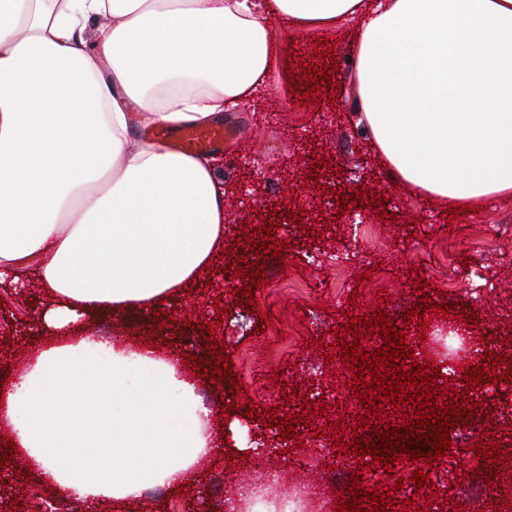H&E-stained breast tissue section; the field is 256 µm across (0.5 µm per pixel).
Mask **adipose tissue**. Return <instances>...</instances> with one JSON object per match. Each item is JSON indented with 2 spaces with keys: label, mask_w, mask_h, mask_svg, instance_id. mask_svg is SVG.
Here are the masks:
<instances>
[{
  "label": "adipose tissue",
  "mask_w": 512,
  "mask_h": 512,
  "mask_svg": "<svg viewBox=\"0 0 512 512\" xmlns=\"http://www.w3.org/2000/svg\"><path fill=\"white\" fill-rule=\"evenodd\" d=\"M325 27L353 34L358 118L400 182L512 197V0H0V280L36 260L54 297L0 425L78 501L184 486L211 443L170 355L72 333L158 308L224 248L213 163L132 126L221 121L281 34Z\"/></svg>",
  "instance_id": "ef3b65f1"
}]
</instances>
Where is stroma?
<instances>
[{
	"label": "stroma",
	"instance_id": "stroma-1",
	"mask_svg": "<svg viewBox=\"0 0 512 512\" xmlns=\"http://www.w3.org/2000/svg\"><path fill=\"white\" fill-rule=\"evenodd\" d=\"M348 40L311 31L297 40H282L277 67L268 87L240 101L224 113L223 124L235 132L213 153L226 192L224 248L219 269L200 275L191 291L181 292L164 304L158 314L125 316L105 314L88 321L89 335L107 342H154L162 350H174L202 358L209 351L200 329L213 325L215 343L221 344L228 366L240 383L232 396L231 382L209 387L192 363L180 370L192 379L196 392L209 409L212 450L197 463L196 474L209 475L214 487L207 512H225L224 499L237 486L238 474L257 467H281L299 450L286 443L283 451L252 458L248 409H274L277 419L299 413L308 393L318 394L324 405L321 427L341 423V436L352 440L366 410L353 388L354 373L345 362L326 359L325 349L360 340L361 352L383 348L382 333H368L363 319L386 310L391 326L407 337V348L417 361L429 364L421 341L420 324L428 328L445 324L442 305L478 316L473 326L475 354L458 364L451 381L442 389L460 387L467 365L480 363L486 350L512 355V236L495 237L496 224L512 225V200L489 201L487 207L465 214L453 212L435 200L412 193L396 184L370 145L369 136L357 125V90L348 60ZM333 50L337 67L335 88L322 89L312 103H299L290 92V80L306 74L316 51ZM361 192L360 203L339 214L336 197ZM283 222L275 239L289 241L282 259H266V285L253 290V302L241 307L236 289L241 278L227 279L230 267H246L236 250L246 249L249 230L268 226L274 216ZM351 248L359 257L342 276H335L331 256ZM475 269L476 277H462V267ZM427 289H420V281ZM435 301L423 323H406L404 316L420 294ZM50 298L38 278L35 263L16 271L15 280L0 283V382L8 384L28 372L45 343L40 339L39 318ZM352 312L361 324L356 332L340 329L342 315ZM496 343L487 347L484 338ZM503 401H487L482 387L469 388L478 403L471 437L452 444L431 473L423 490L411 482L415 471L429 459L388 466H363L354 456H338L335 471L345 479L399 500L394 512H411L409 500L438 504L440 512H493L496 493L512 487V384L499 385ZM230 414H222L223 405ZM238 424L240 448L228 452L223 445L225 423ZM499 444L511 456L492 480L475 478L479 458L475 444ZM15 504L12 512H47L66 504L68 512H83L81 502L65 498L57 486L27 475L26 454L12 456ZM185 499L170 486L157 495L135 499H107L102 512H183Z\"/></svg>",
	"mask_w": 512,
	"mask_h": 512
}]
</instances>
